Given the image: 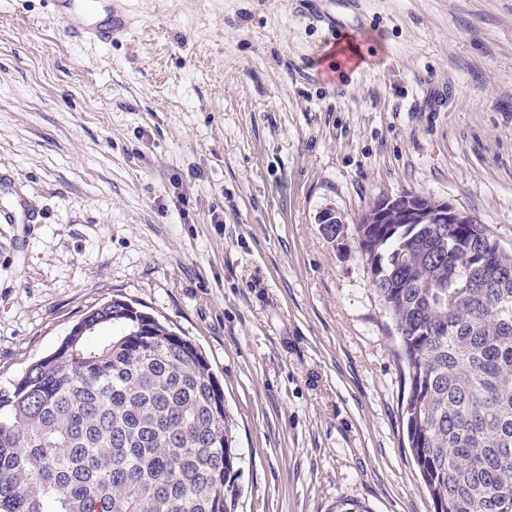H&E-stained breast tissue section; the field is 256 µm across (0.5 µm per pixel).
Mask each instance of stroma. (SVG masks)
Returning a JSON list of instances; mask_svg holds the SVG:
<instances>
[{"instance_id":"stroma-1","label":"stroma","mask_w":512,"mask_h":512,"mask_svg":"<svg viewBox=\"0 0 512 512\" xmlns=\"http://www.w3.org/2000/svg\"><path fill=\"white\" fill-rule=\"evenodd\" d=\"M123 2L104 45L0 0V385L119 299L220 380L236 512H434L357 219L421 193L512 251V0H364L341 41L309 0Z\"/></svg>"}]
</instances>
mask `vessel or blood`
Returning a JSON list of instances; mask_svg holds the SVG:
<instances>
[{
  "instance_id": "1",
  "label": "vessel or blood",
  "mask_w": 512,
  "mask_h": 512,
  "mask_svg": "<svg viewBox=\"0 0 512 512\" xmlns=\"http://www.w3.org/2000/svg\"><path fill=\"white\" fill-rule=\"evenodd\" d=\"M50 17L65 33L74 38L107 42L125 34L129 20L114 0H50ZM337 13L323 11L321 4H314L329 30L336 35L348 29H364L365 22L358 12V0H338Z\"/></svg>"
}]
</instances>
